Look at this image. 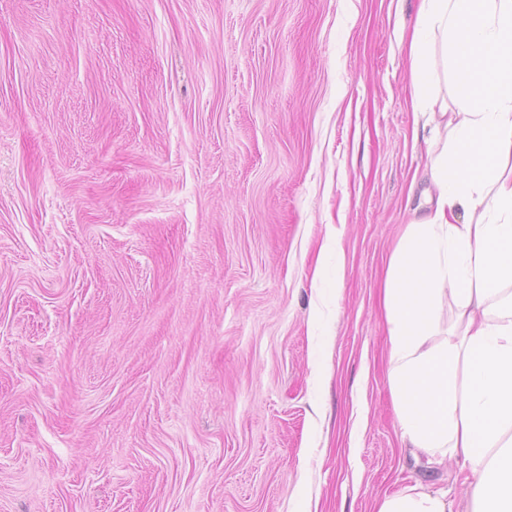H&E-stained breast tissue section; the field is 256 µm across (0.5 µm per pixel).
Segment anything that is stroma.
<instances>
[{
	"label": "stroma",
	"mask_w": 512,
	"mask_h": 512,
	"mask_svg": "<svg viewBox=\"0 0 512 512\" xmlns=\"http://www.w3.org/2000/svg\"><path fill=\"white\" fill-rule=\"evenodd\" d=\"M420 0H0V512H376L431 183Z\"/></svg>",
	"instance_id": "1"
}]
</instances>
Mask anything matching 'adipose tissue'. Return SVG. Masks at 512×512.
I'll return each mask as SVG.
<instances>
[{"instance_id":"adipose-tissue-1","label":"adipose tissue","mask_w":512,"mask_h":512,"mask_svg":"<svg viewBox=\"0 0 512 512\" xmlns=\"http://www.w3.org/2000/svg\"><path fill=\"white\" fill-rule=\"evenodd\" d=\"M410 49L437 194L384 283L400 437L430 461L462 460L470 512H512V0H421ZM438 62L461 87L454 105L425 95ZM378 512L452 505L413 489Z\"/></svg>"}]
</instances>
